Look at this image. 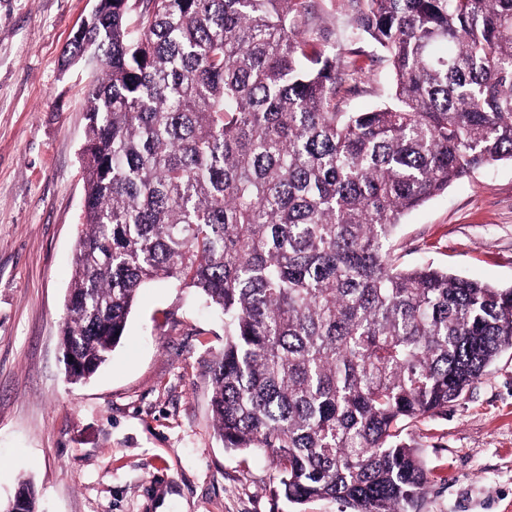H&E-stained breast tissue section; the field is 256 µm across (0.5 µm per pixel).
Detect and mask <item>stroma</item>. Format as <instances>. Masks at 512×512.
Here are the masks:
<instances>
[{"label":"stroma","mask_w":512,"mask_h":512,"mask_svg":"<svg viewBox=\"0 0 512 512\" xmlns=\"http://www.w3.org/2000/svg\"><path fill=\"white\" fill-rule=\"evenodd\" d=\"M94 0H0V501L31 480L39 512H344L280 494L268 452L225 448L209 408L224 318L188 289L144 288L126 339L83 383L60 347L82 222V147L91 70L63 49ZM344 111L391 102L371 64ZM403 266L431 263L512 288V161L476 171L404 214ZM419 512H504L512 503V350L425 418Z\"/></svg>","instance_id":"obj_1"}]
</instances>
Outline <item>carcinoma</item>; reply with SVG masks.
<instances>
[{
  "label": "carcinoma",
  "mask_w": 512,
  "mask_h": 512,
  "mask_svg": "<svg viewBox=\"0 0 512 512\" xmlns=\"http://www.w3.org/2000/svg\"><path fill=\"white\" fill-rule=\"evenodd\" d=\"M339 2L330 40L314 0H100L64 49L93 74L62 345L81 381L145 284L192 288L224 314V447L275 453L290 503L417 512L407 430L512 349V288L402 267L394 240L512 161V0ZM365 41L394 103L341 112ZM12 501L36 512L33 484Z\"/></svg>",
  "instance_id": "carcinoma-1"
}]
</instances>
